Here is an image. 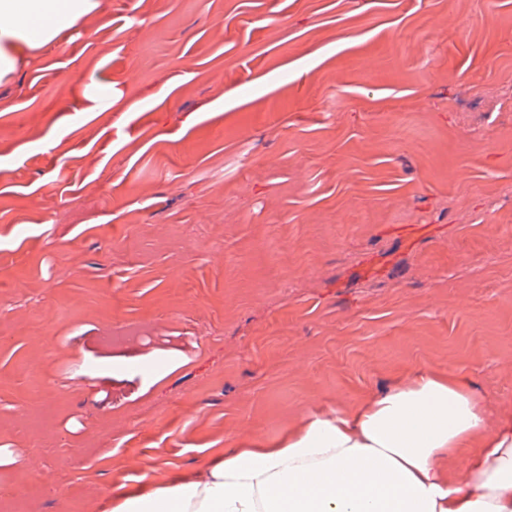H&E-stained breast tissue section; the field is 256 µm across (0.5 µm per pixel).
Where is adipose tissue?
<instances>
[{
	"mask_svg": "<svg viewBox=\"0 0 512 512\" xmlns=\"http://www.w3.org/2000/svg\"><path fill=\"white\" fill-rule=\"evenodd\" d=\"M97 6L0 0V77ZM110 512H512V411L490 420L467 377L416 367L281 440L258 437L204 472L125 492Z\"/></svg>",
	"mask_w": 512,
	"mask_h": 512,
	"instance_id": "obj_1",
	"label": "adipose tissue"
}]
</instances>
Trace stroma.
<instances>
[{
	"label": "stroma",
	"mask_w": 512,
	"mask_h": 512,
	"mask_svg": "<svg viewBox=\"0 0 512 512\" xmlns=\"http://www.w3.org/2000/svg\"><path fill=\"white\" fill-rule=\"evenodd\" d=\"M420 366L512 403V0H99L0 80V512Z\"/></svg>",
	"instance_id": "stroma-1"
}]
</instances>
